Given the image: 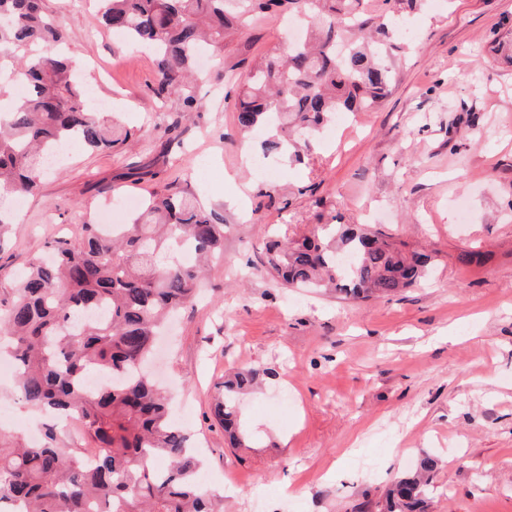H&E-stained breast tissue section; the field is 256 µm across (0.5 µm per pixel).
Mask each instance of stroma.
<instances>
[{
    "instance_id": "35a3bbf8",
    "label": "stroma",
    "mask_w": 512,
    "mask_h": 512,
    "mask_svg": "<svg viewBox=\"0 0 512 512\" xmlns=\"http://www.w3.org/2000/svg\"><path fill=\"white\" fill-rule=\"evenodd\" d=\"M44 5L97 97L142 136L70 149L13 211L0 300L109 203L194 192L224 217V254L176 314L158 371L204 455L200 484L223 492L224 512H380L389 484L427 456L430 512H512V60L492 51L512 38V0H426L411 21L414 51L393 55L385 104L315 137L300 163L263 158L262 132L243 134L225 99L256 61L285 50L283 15L225 39L188 116L157 97L150 52L103 28L91 0ZM148 169L168 176L145 179ZM334 216L435 250L431 278L364 302L276 283L269 237ZM464 251L481 263H460ZM252 365L274 376L241 400L248 444L234 448L213 417L216 388ZM13 386L0 377V428L25 436L40 420L10 400Z\"/></svg>"
}]
</instances>
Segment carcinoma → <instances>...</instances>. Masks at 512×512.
<instances>
[{"mask_svg": "<svg viewBox=\"0 0 512 512\" xmlns=\"http://www.w3.org/2000/svg\"><path fill=\"white\" fill-rule=\"evenodd\" d=\"M103 24L154 54L157 95L199 110L192 80L198 51L220 49L228 31L290 11L312 19L304 39L252 66L234 98L240 130L265 128L263 156L299 162L309 137L338 112H371L390 95L387 47L395 25L425 0H100ZM66 34L42 0H0V197L36 194L59 146L110 150L139 129L91 105L88 85L65 54ZM366 224H324L300 240H274L270 275L285 288H331L353 299L394 296L420 285L431 256L405 250ZM224 246V219L185 191L152 193L130 224L84 225L55 242V259L33 263L0 303V358L12 361L14 398L53 416L82 418L80 442L56 428L13 446L0 435V512H224L203 489L200 461L168 398L142 368L164 320L190 302L202 260ZM112 383L88 391L83 379ZM274 372L245 367L224 380L214 408L233 444L244 445L239 395ZM435 461L394 480L383 512H427Z\"/></svg>", "mask_w": 512, "mask_h": 512, "instance_id": "obj_1", "label": "carcinoma"}]
</instances>
